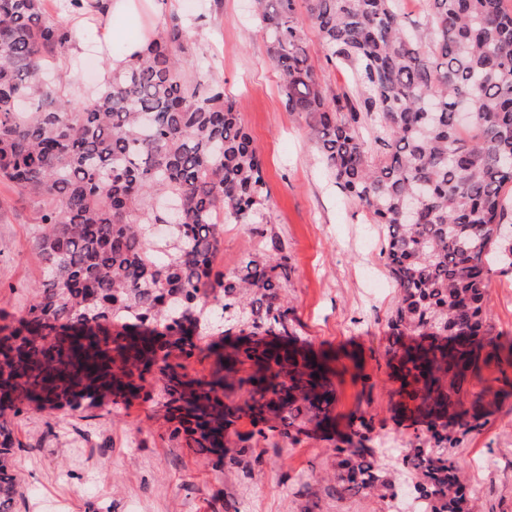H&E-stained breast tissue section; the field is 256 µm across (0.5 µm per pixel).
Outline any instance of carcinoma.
<instances>
[{
    "instance_id": "carcinoma-1",
    "label": "carcinoma",
    "mask_w": 512,
    "mask_h": 512,
    "mask_svg": "<svg viewBox=\"0 0 512 512\" xmlns=\"http://www.w3.org/2000/svg\"><path fill=\"white\" fill-rule=\"evenodd\" d=\"M290 112L305 115L334 183L384 227L398 293L388 328L402 449L420 512H472L453 459L456 433L482 426L460 409L474 373L502 348L488 317L492 261L512 265V0H253ZM46 0H0V183L36 205L45 277L26 313L0 326V404L14 414L82 411L115 392L138 396L157 369L176 415L171 441L234 466L288 428L328 426L336 388L328 356L296 346L280 294L288 251L216 270L223 224H262L263 163L221 84L190 82L188 32L173 14L143 51L104 75L84 104L57 61L71 40ZM73 16L107 0H60ZM353 89H322L305 22ZM156 224L178 233L159 249ZM237 337L214 343L215 368L190 377L193 337L215 315ZM252 429L242 433L238 422ZM369 422L337 439L336 491L393 499ZM12 431L0 423V512L17 494Z\"/></svg>"
}]
</instances>
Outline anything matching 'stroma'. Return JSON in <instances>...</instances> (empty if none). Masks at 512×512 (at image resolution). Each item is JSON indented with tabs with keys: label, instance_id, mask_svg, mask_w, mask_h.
Listing matches in <instances>:
<instances>
[{
	"label": "stroma",
	"instance_id": "obj_1",
	"mask_svg": "<svg viewBox=\"0 0 512 512\" xmlns=\"http://www.w3.org/2000/svg\"><path fill=\"white\" fill-rule=\"evenodd\" d=\"M203 13L189 43L192 81L218 80L236 104L264 164L270 192L265 234L249 224L224 227L218 267L237 266L247 252H267L278 237L291 257L282 295L293 308L300 341L340 353L336 364L338 420L361 411L372 423L370 445L409 438L394 416L397 384L387 363V323L396 293L382 254L384 230L363 206L341 194L308 135L304 115L288 111L266 37L249 0H126L113 25L146 38L170 13ZM316 75L327 94L347 90V70L327 62L313 27H306ZM34 203L0 184V321L23 316L43 267L33 244L40 233ZM489 318L503 348L482 367L471 392L483 394L482 427L461 436L452 453L475 491L474 512H512V268L494 265ZM146 396L76 413L0 412L19 446L9 459L19 479L13 512H41L43 499L64 512H390L411 500L401 460L382 458L396 497H338V431L309 430L285 442L259 443L239 465L199 455L169 441L171 411L161 383L147 376Z\"/></svg>",
	"mask_w": 512,
	"mask_h": 512
}]
</instances>
